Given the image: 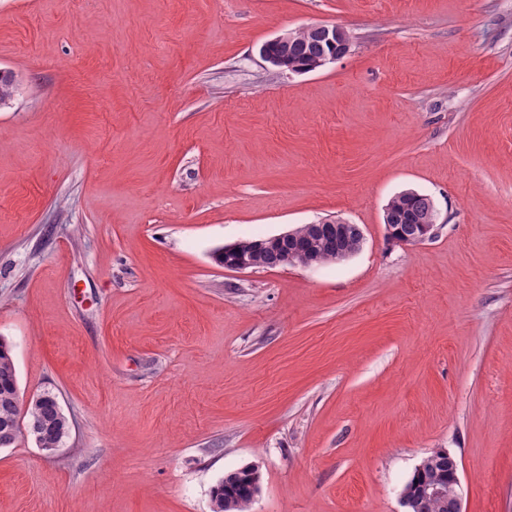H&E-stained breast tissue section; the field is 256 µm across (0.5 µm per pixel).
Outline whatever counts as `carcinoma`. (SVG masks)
<instances>
[{"label": "carcinoma", "instance_id": "carcinoma-1", "mask_svg": "<svg viewBox=\"0 0 512 512\" xmlns=\"http://www.w3.org/2000/svg\"><path fill=\"white\" fill-rule=\"evenodd\" d=\"M268 50L285 59L297 72H307L326 53L320 32L312 28L295 34L284 43H268ZM433 211L431 200L421 194L396 197L389 208V221L398 225L402 236H412L419 231L418 223L426 220ZM299 245L308 248L318 262L337 259L342 250L353 247L352 239L332 237L313 231L307 225L298 227ZM17 376L10 345L0 338V447H9L17 440L37 434V446L49 452L62 447L70 435V423L60 413L57 398L45 392L38 403L26 412V427L18 420ZM448 451L440 449L424 458L403 487L411 500V512H457L456 499L449 494L432 499L420 495L418 488L425 479L448 478ZM260 473L247 466L227 474L212 495L213 512H248L254 496L260 489Z\"/></svg>", "mask_w": 512, "mask_h": 512}]
</instances>
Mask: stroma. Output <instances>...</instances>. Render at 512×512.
<instances>
[{
    "instance_id": "obj_1",
    "label": "stroma",
    "mask_w": 512,
    "mask_h": 512,
    "mask_svg": "<svg viewBox=\"0 0 512 512\" xmlns=\"http://www.w3.org/2000/svg\"><path fill=\"white\" fill-rule=\"evenodd\" d=\"M336 24L351 52L259 49ZM0 338L52 455L0 448V512H405L436 449L512 512V0H0ZM415 191L431 238L391 242ZM325 218L360 249L231 270ZM319 28L322 30L324 39L333 45H337L336 40H340V36L347 37L349 45L344 51H336L332 54L326 55V45L320 35V32L312 28L310 30H302L295 34L291 39H286L291 36L293 31H287L278 35L273 41H283L284 43H271L268 42V50L277 57L285 59L296 72L313 71L311 67L321 60V64L336 61L347 55L352 45V37L350 33L343 27L335 24H321ZM433 211V204L431 200L421 194H416L409 197H396L393 198L392 206L389 208L388 216L392 224H397L400 228V234L405 236H412L419 232L417 223L426 220ZM387 212L384 215V224L386 233L389 239L401 244H409L404 238L396 239L392 224L387 220ZM260 473L247 466L227 474L212 495L213 512H247L260 489Z\"/></svg>"
}]
</instances>
